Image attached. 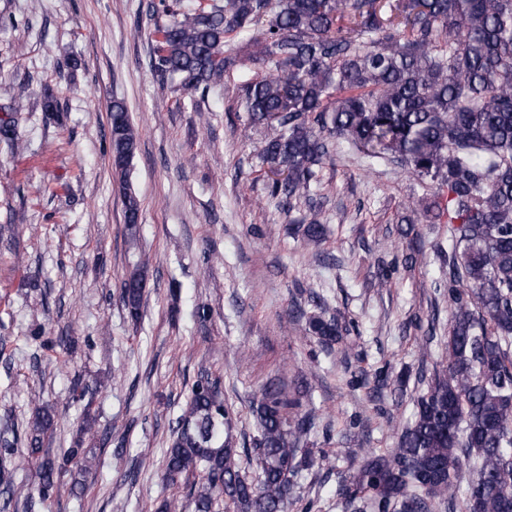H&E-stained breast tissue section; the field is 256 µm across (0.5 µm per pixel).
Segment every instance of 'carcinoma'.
<instances>
[{
    "mask_svg": "<svg viewBox=\"0 0 512 512\" xmlns=\"http://www.w3.org/2000/svg\"><path fill=\"white\" fill-rule=\"evenodd\" d=\"M155 68L175 87L203 95L235 68L248 127L273 132L263 160L284 174L272 194L311 199L333 140L368 164L405 170L448 225V364L416 400L414 418L387 453H368L340 475L346 512H512V0H160ZM0 140L24 150L13 113ZM112 168L120 177L137 149L125 104L110 110ZM137 197L125 193L130 233ZM143 259L122 283L130 316L140 314ZM305 331L329 348L342 336L334 315L308 317ZM296 398L268 384L254 409L259 476L242 471L225 435L232 415L219 379L200 371L163 458V478L188 490L193 512H289L294 478L314 460L300 443L314 425ZM57 411L39 407L26 448L39 460L36 490L50 498L63 476L90 473L83 440L58 455L45 440ZM21 490L0 467V512Z\"/></svg>",
    "mask_w": 512,
    "mask_h": 512,
    "instance_id": "carcinoma-1",
    "label": "carcinoma"
}]
</instances>
